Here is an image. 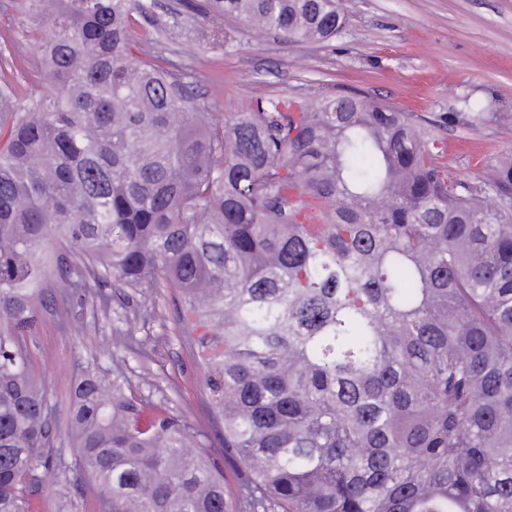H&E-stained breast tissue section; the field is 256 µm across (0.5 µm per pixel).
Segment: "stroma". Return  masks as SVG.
Segmentation results:
<instances>
[{"label": "stroma", "mask_w": 512, "mask_h": 512, "mask_svg": "<svg viewBox=\"0 0 512 512\" xmlns=\"http://www.w3.org/2000/svg\"><path fill=\"white\" fill-rule=\"evenodd\" d=\"M344 34L331 44H292L256 36L236 20L220 22L228 38L209 46L206 23L187 18L179 0H155L140 28L186 69L196 92L230 115L259 94L304 97L365 91L422 120L448 141L446 160L471 181L487 163L512 157V0H353ZM26 22L0 0V55L27 72L35 58ZM491 102L495 122L481 134L466 124L464 102ZM455 123H447L449 113ZM97 286L73 293L64 309H40L24 339L32 371L43 379L56 415H63L75 379L92 365L123 375L136 398L166 405L200 432L206 451L223 460V426L213 418L191 343L180 336L170 294L112 289L101 308ZM133 331L134 346L124 345Z\"/></svg>", "instance_id": "1"}]
</instances>
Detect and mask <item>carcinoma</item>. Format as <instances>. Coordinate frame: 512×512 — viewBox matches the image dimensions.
<instances>
[{"label":"carcinoma","instance_id":"cac0c4a2","mask_svg":"<svg viewBox=\"0 0 512 512\" xmlns=\"http://www.w3.org/2000/svg\"><path fill=\"white\" fill-rule=\"evenodd\" d=\"M350 0L182 2L290 43ZM150 0H17L38 95L0 76V512H512V158L474 182L434 130L359 92L221 116L138 38ZM470 127L496 119L464 101ZM167 288L224 426L84 369L73 467L22 341L87 287Z\"/></svg>","mask_w":512,"mask_h":512}]
</instances>
